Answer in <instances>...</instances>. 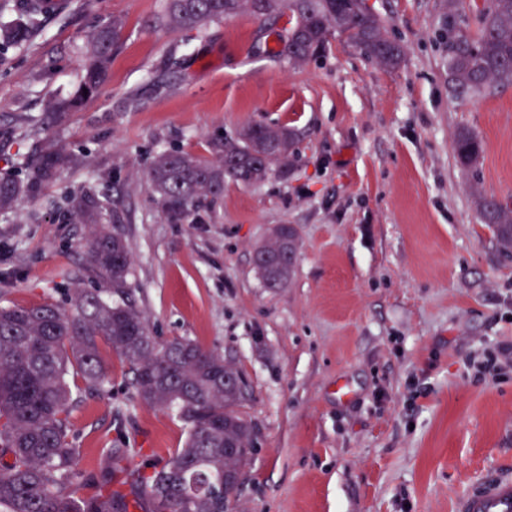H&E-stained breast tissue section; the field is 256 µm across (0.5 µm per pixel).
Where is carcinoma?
<instances>
[{
  "mask_svg": "<svg viewBox=\"0 0 512 512\" xmlns=\"http://www.w3.org/2000/svg\"><path fill=\"white\" fill-rule=\"evenodd\" d=\"M286 12L291 28L281 36L280 60L304 62L334 34L386 70L403 61V45L363 0H166L157 21L201 32L240 14L267 26ZM42 17L37 0H27L16 19L0 24V53L29 43ZM122 26L112 19L85 35L80 84L71 98L49 103L52 121L100 92ZM438 37L448 57L452 99L465 102L512 86V0H484L473 27L463 0H446ZM295 144L291 128L252 122L214 141L212 160L178 149L162 152L150 172L158 204L180 215L219 198L227 183H260L274 163L294 155ZM452 148L463 169H477L483 144L476 133L458 130ZM82 166L81 157L45 141L25 178L0 172V212L14 209L23 196H39L61 171ZM474 204L480 222L511 255L512 207L482 193L474 195ZM109 205L107 199L72 200L74 219L92 225L84 272L96 288L77 289L67 307L53 301L0 306V512H232L233 492L224 487V472L244 470L252 453L226 457L224 444L253 448L251 426L237 411L243 386L223 382L237 370L223 355L191 340L151 335L128 288V245L101 224ZM297 250L291 233L288 245L260 270L266 287L286 283ZM101 342L128 366L133 399L176 411L188 428L184 446L163 462L136 465L140 449L110 447L101 450L97 472L79 468L72 411L84 394L112 399Z\"/></svg>",
  "mask_w": 512,
  "mask_h": 512,
  "instance_id": "carcinoma-1",
  "label": "carcinoma"
}]
</instances>
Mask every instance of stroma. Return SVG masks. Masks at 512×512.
Here are the masks:
<instances>
[{
    "label": "stroma",
    "instance_id": "stroma-1",
    "mask_svg": "<svg viewBox=\"0 0 512 512\" xmlns=\"http://www.w3.org/2000/svg\"><path fill=\"white\" fill-rule=\"evenodd\" d=\"M366 3L405 47L395 70L333 35L303 64L277 60L284 17L263 32L246 15L175 31L154 22L163 0H70L0 54V132L13 131L0 170L32 162L47 137L84 155L0 213V306L88 287L87 227L65 198L110 199L103 223L129 246L152 335L217 351L245 381L255 452L235 512H455L480 480L512 471V256L472 203L480 190L512 204V87L449 97L444 0ZM113 18L104 89L47 124L48 101L79 85L85 35ZM172 54L182 65L169 74ZM252 121L296 130L291 163L170 219L149 178L156 156L210 158L214 138ZM460 127L483 141L477 172L454 159ZM280 224L299 249L272 289L253 254ZM102 356L111 402L85 396L71 416L80 468L95 471L109 446L148 459L182 447L184 423L130 400L127 365ZM490 357L499 372L479 377Z\"/></svg>",
    "mask_w": 512,
    "mask_h": 512
}]
</instances>
